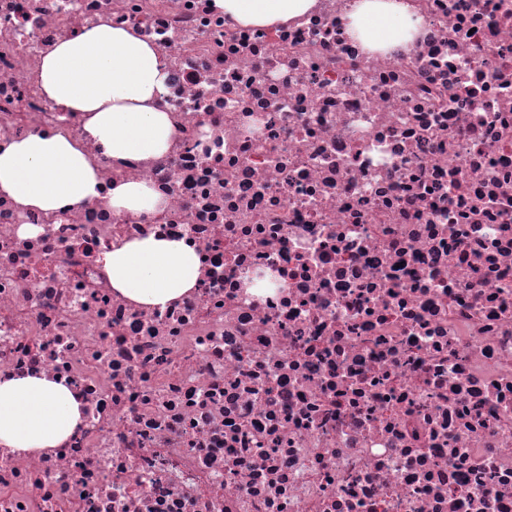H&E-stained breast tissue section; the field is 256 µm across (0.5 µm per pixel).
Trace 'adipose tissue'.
<instances>
[{
    "instance_id": "ef3b65f1",
    "label": "adipose tissue",
    "mask_w": 512,
    "mask_h": 512,
    "mask_svg": "<svg viewBox=\"0 0 512 512\" xmlns=\"http://www.w3.org/2000/svg\"><path fill=\"white\" fill-rule=\"evenodd\" d=\"M225 17L264 27L302 17L315 0H215ZM401 0H356L347 31L374 49L410 41L418 32ZM41 88L51 101L79 113L86 135L115 158L162 156L173 134L156 102L167 91V61L131 30L106 24L59 42L42 59ZM0 194L25 208L81 207L100 197L95 169L62 136L33 134L0 149ZM108 203L153 213L160 197L146 183L113 184ZM104 266L120 297L165 306L194 290L200 261L184 241L148 236L105 253ZM81 404L64 384L38 375L0 379V446L21 454L42 452L67 438Z\"/></svg>"
}]
</instances>
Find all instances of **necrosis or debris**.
<instances>
[{"mask_svg": "<svg viewBox=\"0 0 512 512\" xmlns=\"http://www.w3.org/2000/svg\"><path fill=\"white\" fill-rule=\"evenodd\" d=\"M354 2L259 29L214 0H0V148L65 136L102 194L0 196V378L83 405L57 447L0 446V512H512V0H408L386 51ZM100 24L166 56L161 158H112L41 89ZM129 180L162 209L108 205ZM153 234L199 285L146 308L103 256ZM347 18L348 33L357 36L365 47L371 49L408 42L421 25V20L413 19L408 7L398 0H356ZM387 19L398 21L400 30L391 38L384 39L375 23Z\"/></svg>", "mask_w": 512, "mask_h": 512, "instance_id": "necrosis-or-debris-1", "label": "necrosis or debris"}]
</instances>
